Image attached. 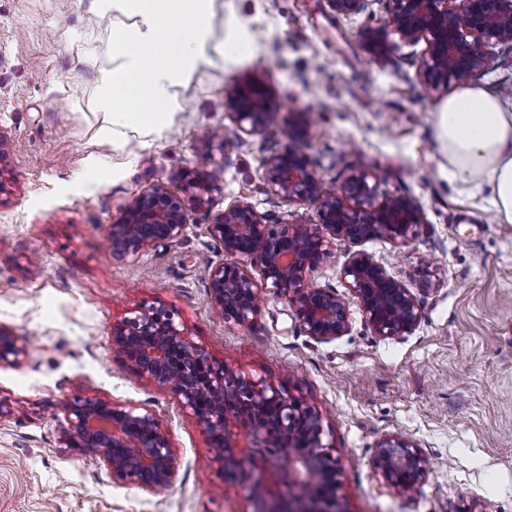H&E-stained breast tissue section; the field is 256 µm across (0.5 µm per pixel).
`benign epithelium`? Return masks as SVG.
<instances>
[{
  "label": "benign epithelium",
  "mask_w": 512,
  "mask_h": 512,
  "mask_svg": "<svg viewBox=\"0 0 512 512\" xmlns=\"http://www.w3.org/2000/svg\"><path fill=\"white\" fill-rule=\"evenodd\" d=\"M371 0H329L336 15L347 18L368 9ZM388 18L361 32L365 47L379 57L389 33L409 45L425 44L419 78L424 89L437 92L448 83H464L491 68L489 47L512 44V0H391ZM224 108L246 135L266 130L278 111L258 79L228 87ZM291 143L264 161L269 190L289 202L317 205L315 224H269L250 204L240 201L209 224L211 236L224 249V262L208 264L212 305L226 322L247 325L260 308L261 296L252 274L237 258L248 257L266 287L296 306L302 332L328 341L349 329V309L334 288L311 281L320 267L335 263L332 243L358 244L373 238L408 242L421 223V207L409 196L376 201L367 173L350 175L333 194H323L312 160L288 130ZM187 227L180 197L163 182L141 192L121 218L109 225L112 253L136 256L145 249L180 238ZM341 279L355 299L366 324L383 338L412 334L421 321L419 299L406 285L365 252L349 255ZM112 345L126 356L129 369L170 389L202 427L224 471L265 465L286 448H297L296 480L287 496L266 499L263 476L252 477L256 512H343L337 504L338 463L322 443L321 415L268 383L254 382L213 358L192 342L164 305L146 306L133 318L112 327ZM28 347L0 329V363L20 365ZM278 413L266 416L269 405ZM249 412L242 420L250 431L252 452L243 455L231 432L229 410ZM66 425L61 445L99 458L112 478L149 492L170 487L177 469L168 438L153 413L97 397L59 405ZM386 484L412 488L427 475L424 457L399 435L384 437L373 460Z\"/></svg>",
  "instance_id": "benign-epithelium-1"
}]
</instances>
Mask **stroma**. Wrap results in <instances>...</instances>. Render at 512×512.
I'll return each mask as SVG.
<instances>
[{
  "label": "stroma",
  "mask_w": 512,
  "mask_h": 512,
  "mask_svg": "<svg viewBox=\"0 0 512 512\" xmlns=\"http://www.w3.org/2000/svg\"><path fill=\"white\" fill-rule=\"evenodd\" d=\"M98 2L0 0V328L30 349L25 363L0 365L11 407L0 419V512H255L196 419L131 373L112 344L114 324L156 303L213 357L320 411L347 512H512V224L495 222L486 191L448 175L436 110L456 83L426 94L423 45L392 34L378 59L363 45L361 31L388 17L390 0L350 18L327 0H216V25L234 17L251 50L229 71L218 59L204 65L162 132L126 128L115 142L103 135L112 125L103 78L113 27L132 20L102 16ZM249 77L265 82L280 114L239 143L224 92ZM304 111L323 193L362 165L376 199L405 195L422 208L407 244L339 241L335 265L312 275L347 295L340 265L368 253L421 302L409 336H375L353 303L345 335L314 341L267 288L245 326L211 303L200 262L224 260L208 231L224 208L244 200L271 224L318 220L314 204L273 195L263 165ZM216 167L222 181L194 200L182 174ZM158 182L185 203L183 236L113 255L110 224ZM85 396L153 412L175 458L170 488L115 482L99 459L61 446L57 406ZM392 434L427 461L407 491L382 486L373 465Z\"/></svg>",
  "instance_id": "1"
}]
</instances>
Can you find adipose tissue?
Instances as JSON below:
<instances>
[{
	"mask_svg": "<svg viewBox=\"0 0 512 512\" xmlns=\"http://www.w3.org/2000/svg\"><path fill=\"white\" fill-rule=\"evenodd\" d=\"M104 10L136 17L112 31L114 66L107 75L122 123L162 131L180 110L177 93L224 45L225 68L248 50L251 34L235 20L216 28L214 0H101ZM437 138L459 181H484L499 223L512 224V98L464 86L437 109Z\"/></svg>",
	"mask_w": 512,
	"mask_h": 512,
	"instance_id": "ef3b65f1",
	"label": "adipose tissue"
}]
</instances>
